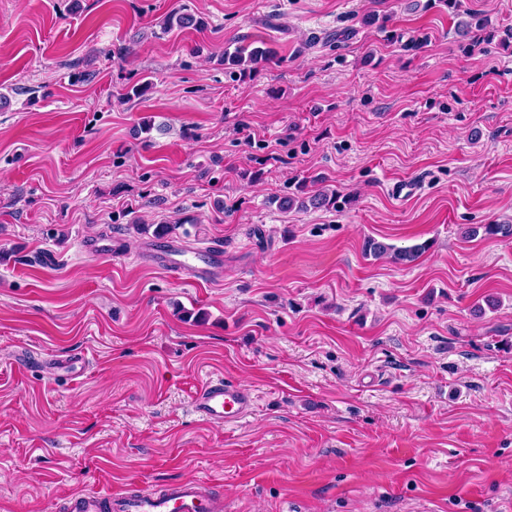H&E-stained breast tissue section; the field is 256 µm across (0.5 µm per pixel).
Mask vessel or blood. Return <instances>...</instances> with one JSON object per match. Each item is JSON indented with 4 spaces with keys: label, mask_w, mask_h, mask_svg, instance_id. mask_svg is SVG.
<instances>
[{
    "label": "vessel or blood",
    "mask_w": 512,
    "mask_h": 512,
    "mask_svg": "<svg viewBox=\"0 0 512 512\" xmlns=\"http://www.w3.org/2000/svg\"><path fill=\"white\" fill-rule=\"evenodd\" d=\"M224 257L223 250L205 247L185 249L176 242L162 241L154 247V260L162 268L189 273L191 280L208 282ZM192 408L204 420L229 424L243 420L253 409L254 396L239 385L211 380L194 394ZM221 505L204 492L201 481L187 478L162 492L148 489L131 493L125 488H103L75 494L69 512H220Z\"/></svg>",
    "instance_id": "vessel-or-blood-1"
}]
</instances>
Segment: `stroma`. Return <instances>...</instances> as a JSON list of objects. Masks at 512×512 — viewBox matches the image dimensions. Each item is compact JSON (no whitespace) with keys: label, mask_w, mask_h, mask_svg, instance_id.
Wrapping results in <instances>:
<instances>
[{"label":"stroma","mask_w":512,"mask_h":512,"mask_svg":"<svg viewBox=\"0 0 512 512\" xmlns=\"http://www.w3.org/2000/svg\"><path fill=\"white\" fill-rule=\"evenodd\" d=\"M0 94V512L190 477L224 512H512V235L479 230L512 225V0H0ZM301 181L353 201L279 209ZM141 224L223 267L158 268ZM215 377L244 421L192 414ZM250 46L251 45L238 46L234 54L227 58L228 65L238 68V70L243 73H251V70L254 71L257 69V67H255L256 65L269 60L267 52L264 49L260 47L249 49ZM365 250L375 257L390 255L393 261L403 263L415 261L426 250V247L420 244L408 248H394L384 242L369 238L365 243Z\"/></svg>","instance_id":"1"}]
</instances>
